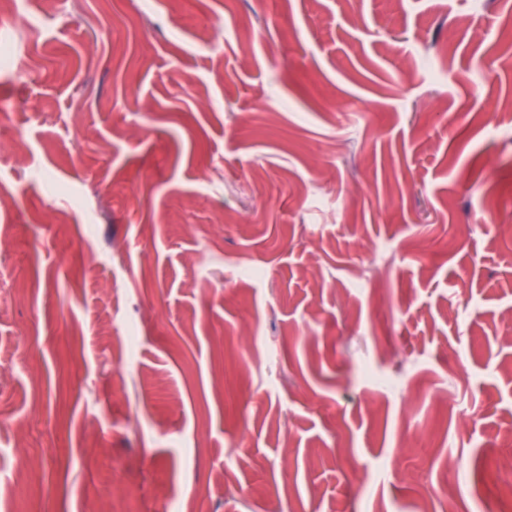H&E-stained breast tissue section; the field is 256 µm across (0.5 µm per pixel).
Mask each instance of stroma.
<instances>
[{"label": "stroma", "mask_w": 512, "mask_h": 512, "mask_svg": "<svg viewBox=\"0 0 512 512\" xmlns=\"http://www.w3.org/2000/svg\"><path fill=\"white\" fill-rule=\"evenodd\" d=\"M511 13H0V512H444L452 457L494 512Z\"/></svg>", "instance_id": "35a3bbf8"}]
</instances>
